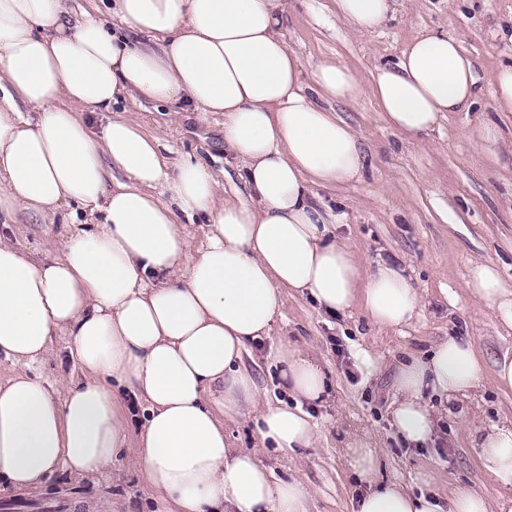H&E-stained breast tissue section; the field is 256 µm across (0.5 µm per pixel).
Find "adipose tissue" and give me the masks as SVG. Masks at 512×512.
Wrapping results in <instances>:
<instances>
[{
	"instance_id": "adipose-tissue-1",
	"label": "adipose tissue",
	"mask_w": 512,
	"mask_h": 512,
	"mask_svg": "<svg viewBox=\"0 0 512 512\" xmlns=\"http://www.w3.org/2000/svg\"><path fill=\"white\" fill-rule=\"evenodd\" d=\"M334 2L338 19L371 32L398 0ZM108 12L123 32L87 12L72 19L64 0H0V224L72 204L102 215L73 225L54 257L0 235V357L15 367L0 379V493L37 491L60 470L104 476L131 448L154 512H309V489L275 478L224 422L256 420L261 442L286 455L314 447L320 431L306 407L327 398L328 376L282 346L289 400L261 407L244 353L269 334L284 288L321 312L360 308L395 331L420 304L397 266L363 274L308 200L312 187L362 176L358 135L332 104L371 92L387 124L417 138L477 102L472 62L456 40L425 31L371 83L334 60L305 79L281 33V0H110ZM122 96L187 100L202 120L223 113L248 197L222 194L202 161L169 168L138 122L113 116L93 135L81 113L110 112ZM112 167L120 180L110 181ZM198 214L207 231L196 247L180 218ZM467 286L512 329V287L497 266L474 264ZM55 336L81 377L32 375ZM483 373L468 339L407 357L391 416L399 436L430 441L437 417L425 393L468 395ZM341 458L368 486L355 512H512V421L479 443L482 468L504 488L492 500L461 489L444 507L382 481L365 435L349 436Z\"/></svg>"
}]
</instances>
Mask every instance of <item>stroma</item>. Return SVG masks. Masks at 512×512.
I'll list each match as a JSON object with an SVG mask.
<instances>
[{"instance_id":"obj_1","label":"stroma","mask_w":512,"mask_h":512,"mask_svg":"<svg viewBox=\"0 0 512 512\" xmlns=\"http://www.w3.org/2000/svg\"><path fill=\"white\" fill-rule=\"evenodd\" d=\"M281 33L303 66L334 59L361 77L377 63L396 59L418 33L433 31L455 38L474 59L482 92L467 112H450L427 136L410 140L391 129L371 94L336 104L338 115L359 135L364 158L359 180L314 188L311 200L337 219V235L357 252L364 270L398 262L420 298L412 324L395 332L374 325L359 310L336 317L318 313L298 292L284 290L281 315L269 336L245 357L260 399L287 400L279 386L275 354L288 345L316 356L327 369L331 387L324 403L310 407L320 426L315 447L283 456L261 450L260 459L280 479L296 478L312 492L310 512H353L365 485L345 470L340 441L359 431L373 439L383 477L410 486L447 505L458 488L495 498L498 482L486 474L476 454L478 430L512 419V392L499 391L492 374L480 390L452 405L431 403L440 415L433 439L408 447L391 421L396 400L394 374L405 352L425 354L438 340L469 338L486 366L512 349V333L466 286L472 263L497 265L512 285V170L488 162L470 137L492 109V76L512 61V44L500 39V25L512 20V0H400L394 17L381 29L365 33L338 20L332 0H282ZM116 111L144 123L170 163L193 157L205 163L226 193L246 192L243 166L224 149V120L202 122L185 103L157 109L124 99ZM84 211L37 216L19 213L8 232L12 242L49 255L59 254L68 226L87 221ZM361 344L384 359L372 376L353 366L352 350ZM134 454L125 452L107 475L77 479L56 472L30 494H0V512H76L78 503L100 512H150L151 502L133 476ZM429 476L419 484L418 474Z\"/></svg>"}]
</instances>
